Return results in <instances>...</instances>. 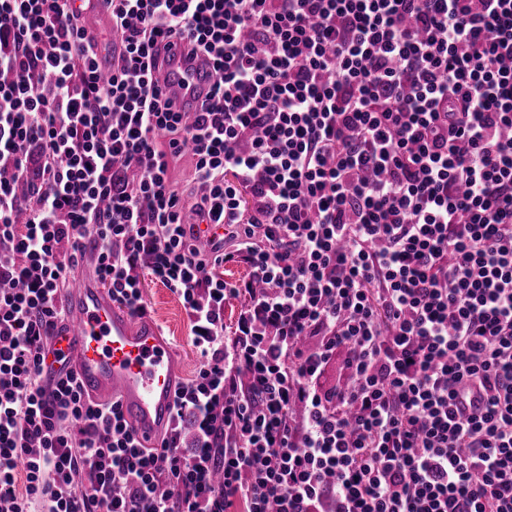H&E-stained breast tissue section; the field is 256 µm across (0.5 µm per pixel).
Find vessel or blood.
Masks as SVG:
<instances>
[{
    "label": "vessel or blood",
    "instance_id": "obj_1",
    "mask_svg": "<svg viewBox=\"0 0 512 512\" xmlns=\"http://www.w3.org/2000/svg\"><path fill=\"white\" fill-rule=\"evenodd\" d=\"M90 35H97L110 13L103 0H76ZM161 73L182 112H195L215 80L203 57L187 59L174 45ZM66 317L52 333L47 371L73 372L91 401L119 404L142 446L158 447L172 431L173 402L181 385V360L173 341L146 315L132 312L81 272L65 293Z\"/></svg>",
    "mask_w": 512,
    "mask_h": 512
}]
</instances>
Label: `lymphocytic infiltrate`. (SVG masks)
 <instances>
[{"label":"lymphocytic infiltrate","instance_id":"lymphocytic-infiltrate-1","mask_svg":"<svg viewBox=\"0 0 512 512\" xmlns=\"http://www.w3.org/2000/svg\"><path fill=\"white\" fill-rule=\"evenodd\" d=\"M73 2L0 0V512H512V0H109L105 64ZM175 39L218 76L191 118ZM89 255L190 318L160 448L43 376ZM172 176L185 198L191 200L195 195L197 184L194 180V163L190 154L184 153L177 159L173 164Z\"/></svg>","mask_w":512,"mask_h":512}]
</instances>
